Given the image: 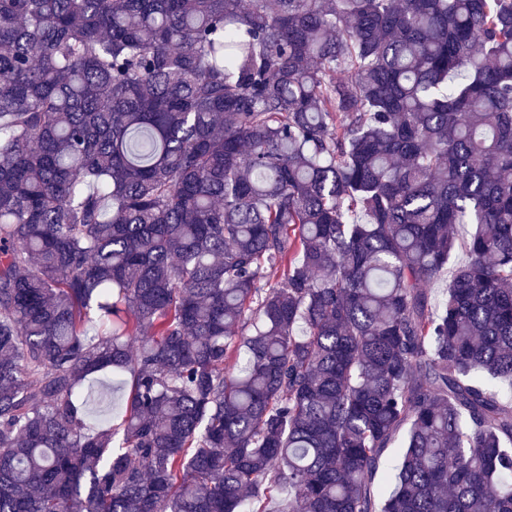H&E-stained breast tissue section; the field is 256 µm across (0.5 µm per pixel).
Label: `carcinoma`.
Wrapping results in <instances>:
<instances>
[{
    "label": "carcinoma",
    "mask_w": 512,
    "mask_h": 512,
    "mask_svg": "<svg viewBox=\"0 0 512 512\" xmlns=\"http://www.w3.org/2000/svg\"><path fill=\"white\" fill-rule=\"evenodd\" d=\"M0 512H512V0H0Z\"/></svg>",
    "instance_id": "obj_1"
}]
</instances>
